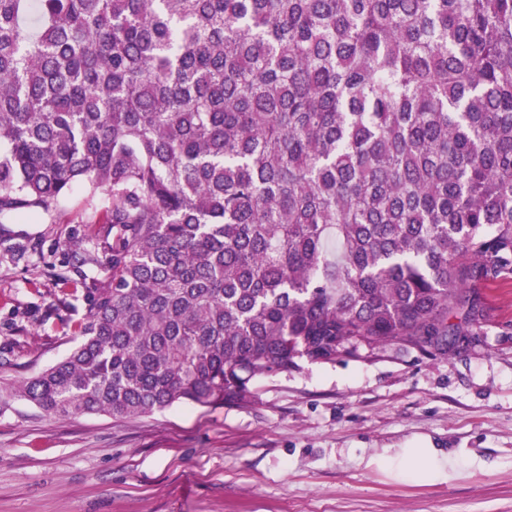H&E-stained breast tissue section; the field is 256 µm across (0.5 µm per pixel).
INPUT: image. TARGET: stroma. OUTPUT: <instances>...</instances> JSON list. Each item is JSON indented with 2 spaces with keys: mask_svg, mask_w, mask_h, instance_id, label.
Returning a JSON list of instances; mask_svg holds the SVG:
<instances>
[{
  "mask_svg": "<svg viewBox=\"0 0 512 512\" xmlns=\"http://www.w3.org/2000/svg\"><path fill=\"white\" fill-rule=\"evenodd\" d=\"M81 187L53 223L9 225L38 254L0 253V383L36 375L73 347L54 274L89 230ZM487 321L472 343L427 358L303 363L255 380L246 401L176 404L137 419H68L0 404V512H512V277L478 285ZM436 448L443 479L410 481L379 459Z\"/></svg>",
  "mask_w": 512,
  "mask_h": 512,
  "instance_id": "obj_1",
  "label": "stroma"
}]
</instances>
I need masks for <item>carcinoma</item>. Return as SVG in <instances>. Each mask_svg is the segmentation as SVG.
I'll return each instance as SVG.
<instances>
[{
  "instance_id": "carcinoma-1",
  "label": "carcinoma",
  "mask_w": 512,
  "mask_h": 512,
  "mask_svg": "<svg viewBox=\"0 0 512 512\" xmlns=\"http://www.w3.org/2000/svg\"><path fill=\"white\" fill-rule=\"evenodd\" d=\"M76 183L49 416L445 353L512 275V0H0V224Z\"/></svg>"
}]
</instances>
